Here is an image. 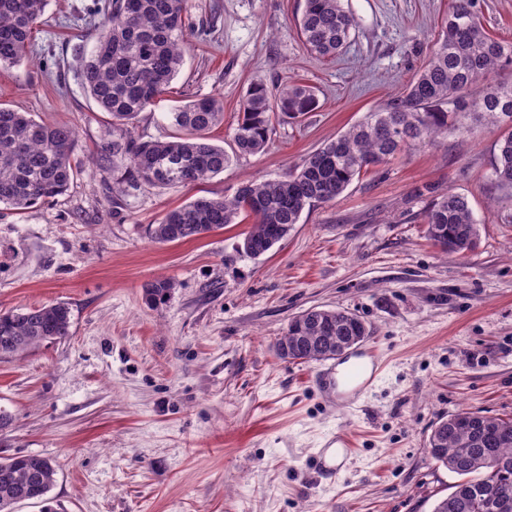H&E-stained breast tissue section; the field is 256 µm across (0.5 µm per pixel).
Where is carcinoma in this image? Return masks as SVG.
<instances>
[{"label": "carcinoma", "instance_id": "1", "mask_svg": "<svg viewBox=\"0 0 512 512\" xmlns=\"http://www.w3.org/2000/svg\"><path fill=\"white\" fill-rule=\"evenodd\" d=\"M468 2L457 0L444 38L402 95L328 140L283 178L248 180L230 197L199 196L169 210L151 225L152 239H197L250 217L241 250L259 257L288 235L305 209L333 201L390 156L434 142L450 129L466 132L469 119L500 129L491 177L512 195V80L474 92L487 74L512 68V43L491 38ZM46 6L47 0H0V67L23 62ZM187 6L188 0H110L83 62L82 88L110 116L112 138L100 143L98 155L112 164L115 185L196 184L224 172L229 163L224 147L211 142L212 129L224 121V104L214 97L190 99L166 113L175 129L170 140L134 135L139 114L154 106L184 66ZM298 24L304 45L317 57L339 54L355 28L343 0H305ZM317 105L307 86L286 82L273 91L262 82L251 84L233 128L236 151L261 152L274 121L301 118ZM75 150L72 128L0 104V206L21 211L65 194L77 174ZM425 223L428 239L446 254L476 246L477 224L458 194L433 199ZM172 287L168 280L154 281L145 288L146 300L160 301ZM69 329L64 303L1 312L0 356L62 338ZM367 333L364 322L346 310L311 308L293 318L275 350L290 362L322 361L348 347L349 337ZM427 449L436 463L461 477L432 512H512V418L460 410L435 425ZM54 474L52 460L39 455L0 458V512H13L22 493L46 502Z\"/></svg>", "mask_w": 512, "mask_h": 512}]
</instances>
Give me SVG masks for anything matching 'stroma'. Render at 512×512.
<instances>
[{
    "label": "stroma",
    "mask_w": 512,
    "mask_h": 512,
    "mask_svg": "<svg viewBox=\"0 0 512 512\" xmlns=\"http://www.w3.org/2000/svg\"><path fill=\"white\" fill-rule=\"evenodd\" d=\"M105 3L49 0L28 63L0 69V102L72 127L79 164L54 201L0 212V311L63 302L71 312L69 336L0 358L10 418L0 457L56 465L48 503L14 512H432L457 481L427 453L436 423L462 409L512 417V196L489 179L497 128L452 131L372 167L257 258L240 248L245 221L167 244L147 227L195 197L288 174L401 94L455 0H343L357 26L333 58L305 48L304 0H189L185 64L134 134L167 138V111L219 97L211 138L231 162L202 183L120 191L96 157L108 116L80 76ZM470 6L492 38L512 42V0ZM288 80L311 87L318 108L276 124L263 152L234 155L247 88ZM448 191L466 197L479 229L455 256L424 220ZM159 278L174 286L148 303ZM313 307L356 314L381 348L379 378L357 400L316 388L322 363L275 353ZM340 430L356 448L328 484L315 456Z\"/></svg>",
    "instance_id": "stroma-1"
}]
</instances>
